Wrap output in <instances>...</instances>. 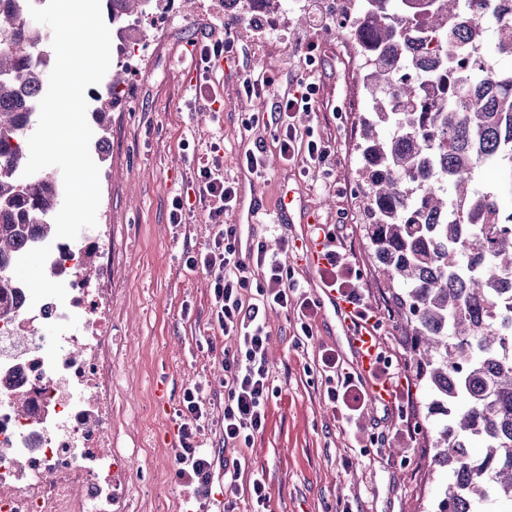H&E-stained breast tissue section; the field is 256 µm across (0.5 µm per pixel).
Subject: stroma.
<instances>
[{"label":"stroma","mask_w":512,"mask_h":512,"mask_svg":"<svg viewBox=\"0 0 512 512\" xmlns=\"http://www.w3.org/2000/svg\"><path fill=\"white\" fill-rule=\"evenodd\" d=\"M263 33L250 17L225 8L224 0H195L191 8H173L153 28L139 35L136 70L122 101L112 112L109 154L99 167L101 191L98 224L111 242L110 274H99L100 287L112 290V445L130 466L126 494L117 512H191V488L175 475L178 427L183 394L203 389L209 419L198 446L223 454L225 340L213 321V280L187 265L188 254L211 244L214 228L200 201L197 168L220 144L222 173L238 188V208L254 210L256 221L245 234L279 251L295 280L313 288L319 273L310 264V244L302 234L303 218L312 213L327 228L343 226L357 243L356 261L368 305L378 311L395 302L364 237L362 186L356 146L368 107L355 77L356 51L339 22L317 25L315 16L297 24L290 8L263 12ZM231 36L237 51L214 68L210 79L224 100L219 112L195 99L197 71L194 42L211 34ZM316 46L313 63L302 73L317 77L320 90L313 111L296 122L335 148L330 172L309 175L283 164L271 127L252 122V114L269 111L291 88L286 62L299 54L298 40ZM278 73L264 97L246 98L243 77ZM261 149L263 176L240 168L237 157ZM186 195L192 209L181 225L169 220L174 196ZM293 195L294 208L281 203ZM289 249H281V239ZM270 384L266 423L246 453V469L262 473L272 512H339L350 502L359 512H427L438 498L440 472L433 432L417 431L427 400L410 360L412 339L395 318L385 317L378 337L393 355L402 377L400 391L411 402L405 421L386 405L369 407L356 425L333 416L323 399L325 375L318 351L335 350L347 366L355 361L339 319L320 309L314 337L297 345L292 314L269 309ZM385 434L371 444L369 434ZM353 465L343 469V458Z\"/></svg>","instance_id":"obj_1"}]
</instances>
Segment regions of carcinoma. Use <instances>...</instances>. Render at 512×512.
Returning <instances> with one entry per match:
<instances>
[{
	"mask_svg": "<svg viewBox=\"0 0 512 512\" xmlns=\"http://www.w3.org/2000/svg\"><path fill=\"white\" fill-rule=\"evenodd\" d=\"M141 33L174 0H102ZM240 14L275 10L282 0H226ZM466 0H368L370 12L348 32L360 54L370 111L357 146L364 188V234L396 291L414 336L413 360L440 418L435 460L445 487L434 512L512 505V211L497 193L473 187L479 168L508 162L512 194V71L485 75L486 53L472 47ZM418 20L422 44L437 52L417 64L401 17ZM493 52L512 57V16L482 20ZM29 0H0V318L12 315L14 266L34 241L55 239L62 191L55 173L22 176L23 143L42 99L50 56ZM131 62L94 96L98 145L106 152L112 107Z\"/></svg>",
	"mask_w": 512,
	"mask_h": 512,
	"instance_id": "1",
	"label": "carcinoma"
}]
</instances>
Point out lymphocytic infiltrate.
Masks as SVG:
<instances>
[{"mask_svg": "<svg viewBox=\"0 0 512 512\" xmlns=\"http://www.w3.org/2000/svg\"><path fill=\"white\" fill-rule=\"evenodd\" d=\"M318 90L311 77H297L295 88L277 99L269 119L281 159L305 175L328 167L335 155L330 142L314 137L312 131H300L295 124L298 112L312 110ZM220 168L221 161L216 158L199 170L201 192L209 207L208 219L216 232L209 248L189 256L187 262L212 277L214 322L233 343L224 352V445L241 454L251 447L255 434L263 430L266 422L270 333L265 310L277 307L292 312L298 336L308 340L313 336L320 304L264 244L245 250L239 247L237 226L224 221L225 212L237 203V189L224 179ZM323 235L322 280L350 305L357 325L378 328L380 314L369 310L364 302L361 271L352 260L354 244L337 231L327 229ZM319 361L325 374L323 396L334 416L355 424L358 412L369 402L361 375L345 366L335 350H322ZM183 407L190 421L180 430L176 476L204 492L213 482L214 460L206 449L194 443L202 419L208 416L200 387L185 390Z\"/></svg>", "mask_w": 512, "mask_h": 512, "instance_id": "lymphocytic-infiltrate-1", "label": "lymphocytic infiltrate"}]
</instances>
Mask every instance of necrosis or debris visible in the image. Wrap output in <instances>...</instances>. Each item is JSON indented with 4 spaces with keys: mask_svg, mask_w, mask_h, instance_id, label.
Masks as SVG:
<instances>
[{
    "mask_svg": "<svg viewBox=\"0 0 512 512\" xmlns=\"http://www.w3.org/2000/svg\"><path fill=\"white\" fill-rule=\"evenodd\" d=\"M88 237L46 249L65 298L18 294L0 319V512H113L127 460L112 434V291L75 275ZM26 396L25 407L16 397Z\"/></svg>",
    "mask_w": 512,
    "mask_h": 512,
    "instance_id": "obj_1",
    "label": "necrosis or debris"
}]
</instances>
